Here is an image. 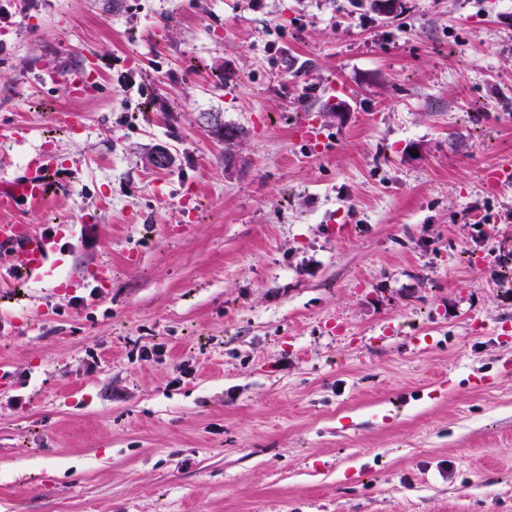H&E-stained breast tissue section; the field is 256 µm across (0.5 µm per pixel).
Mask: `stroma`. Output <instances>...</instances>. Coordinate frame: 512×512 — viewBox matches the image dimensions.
<instances>
[{
    "instance_id": "stroma-1",
    "label": "stroma",
    "mask_w": 512,
    "mask_h": 512,
    "mask_svg": "<svg viewBox=\"0 0 512 512\" xmlns=\"http://www.w3.org/2000/svg\"><path fill=\"white\" fill-rule=\"evenodd\" d=\"M400 3L0 0V181L71 186L0 224L76 232L0 284V512H512V0Z\"/></svg>"
}]
</instances>
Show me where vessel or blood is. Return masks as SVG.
I'll use <instances>...</instances> for the list:
<instances>
[{
  "label": "vessel or blood",
  "instance_id": "obj_1",
  "mask_svg": "<svg viewBox=\"0 0 512 512\" xmlns=\"http://www.w3.org/2000/svg\"><path fill=\"white\" fill-rule=\"evenodd\" d=\"M57 167L52 154L41 151L31 154L21 177L0 182V207L14 210L26 203L44 201L49 177ZM65 235L62 229L44 234L33 231L27 224H0V250L10 256V273L36 282L49 281L63 264L60 241Z\"/></svg>",
  "mask_w": 512,
  "mask_h": 512
}]
</instances>
